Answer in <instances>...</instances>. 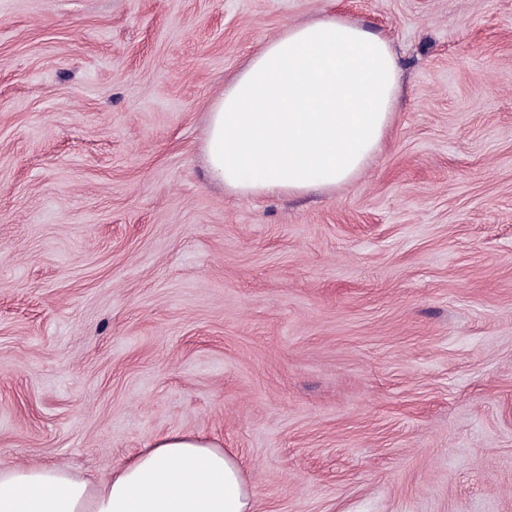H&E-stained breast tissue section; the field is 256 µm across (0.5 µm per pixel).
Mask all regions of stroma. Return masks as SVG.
<instances>
[{
    "mask_svg": "<svg viewBox=\"0 0 512 512\" xmlns=\"http://www.w3.org/2000/svg\"><path fill=\"white\" fill-rule=\"evenodd\" d=\"M327 15L397 55L380 153L211 182L210 104ZM169 432L256 512H512V0H0V468Z\"/></svg>",
    "mask_w": 512,
    "mask_h": 512,
    "instance_id": "obj_1",
    "label": "stroma"
}]
</instances>
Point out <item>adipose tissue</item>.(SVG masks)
Segmentation results:
<instances>
[{
  "label": "adipose tissue",
  "mask_w": 512,
  "mask_h": 512,
  "mask_svg": "<svg viewBox=\"0 0 512 512\" xmlns=\"http://www.w3.org/2000/svg\"><path fill=\"white\" fill-rule=\"evenodd\" d=\"M400 88L387 39L329 17L292 24L211 107L210 177L242 196L351 182L382 146ZM238 456L170 432L100 482L64 468L0 469V512H255Z\"/></svg>",
  "instance_id": "adipose-tissue-1"
}]
</instances>
